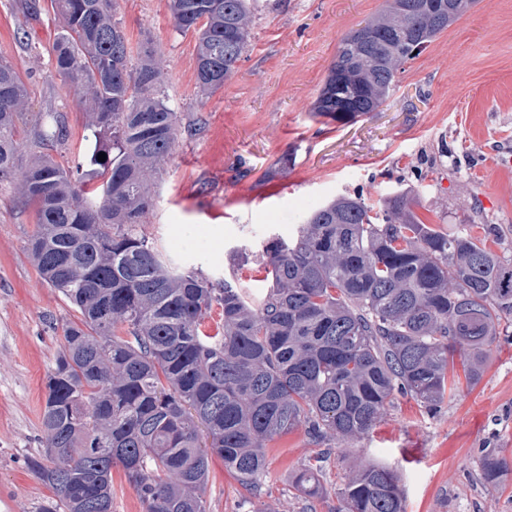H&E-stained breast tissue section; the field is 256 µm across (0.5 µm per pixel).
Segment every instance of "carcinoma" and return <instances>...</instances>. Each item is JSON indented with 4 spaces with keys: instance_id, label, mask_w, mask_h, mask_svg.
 I'll return each instance as SVG.
<instances>
[{
    "instance_id": "1",
    "label": "carcinoma",
    "mask_w": 512,
    "mask_h": 512,
    "mask_svg": "<svg viewBox=\"0 0 512 512\" xmlns=\"http://www.w3.org/2000/svg\"><path fill=\"white\" fill-rule=\"evenodd\" d=\"M50 2L64 19L54 67L85 106L90 149L73 169L36 154L21 183L35 206L29 257L78 313L45 378L46 455L31 469L52 496L40 512L112 506L118 463L146 512H208L214 454L256 497L275 437L302 427L319 444L361 439L397 394L436 411L456 355L467 384L479 382L512 315V258L487 246L503 239L496 225L483 238L434 228L405 189L377 206L340 195L294 238L267 241L271 284L253 305L232 282L167 260L144 231L147 173L170 157L178 131L154 53L132 62L115 0ZM473 4L388 0L341 39L313 112L348 123L375 111L403 65ZM169 10L178 33L196 35L200 89L223 87L251 37V0H169ZM28 97L1 60V183L16 177ZM31 139L57 146L68 130L56 115ZM86 166L100 181L90 191ZM215 308L221 336L204 331ZM508 468L487 455L481 479L496 485ZM293 487L318 496L317 469L302 465ZM337 500L336 512H404L398 474L377 463L354 469Z\"/></svg>"
}]
</instances>
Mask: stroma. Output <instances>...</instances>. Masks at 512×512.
I'll list each match as a JSON object with an SVG mask.
<instances>
[{
  "label": "stroma",
  "mask_w": 512,
  "mask_h": 512,
  "mask_svg": "<svg viewBox=\"0 0 512 512\" xmlns=\"http://www.w3.org/2000/svg\"><path fill=\"white\" fill-rule=\"evenodd\" d=\"M18 0H0V59L28 86L30 118L63 116L69 137L53 159L85 154L86 111L51 55L64 21L49 0L25 21ZM384 0H256L249 45L213 92L196 82L195 37L173 28L168 0H118L133 52L151 47L168 104L180 115L169 160L150 179L147 228L164 253L258 301L269 282L256 262L273 237L291 238L309 212L339 195L366 202L404 184L427 224L480 235L502 228L499 255L512 257V0L476 5L408 61L375 112L322 122L311 106L341 39ZM35 208L18 183L0 185V512H38L49 489L30 469L45 452V376L73 306L41 278L27 253ZM475 387L431 412L396 396L375 430L338 441L313 512H334L354 466L397 469L405 512H512V469L497 485L479 480L486 454L512 462V317L502 320ZM304 429L265 448L262 495L248 497L212 456L209 512H303L294 472L320 453Z\"/></svg>",
  "instance_id": "35a3bbf8"
}]
</instances>
